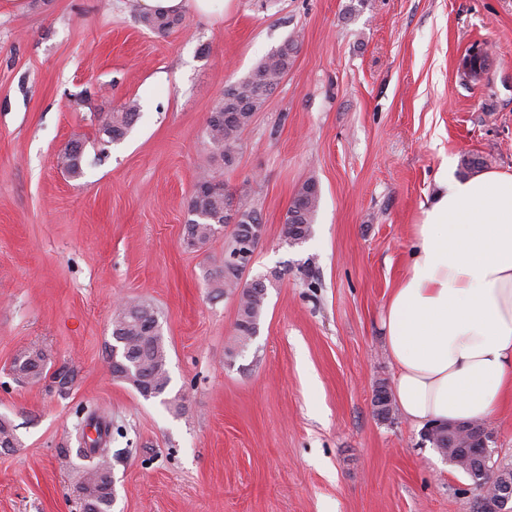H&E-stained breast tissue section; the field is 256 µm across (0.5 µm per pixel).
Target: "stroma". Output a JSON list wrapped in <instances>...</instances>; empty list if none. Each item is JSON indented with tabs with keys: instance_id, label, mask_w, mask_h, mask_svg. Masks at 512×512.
<instances>
[{
	"instance_id": "35a3bbf8",
	"label": "stroma",
	"mask_w": 512,
	"mask_h": 512,
	"mask_svg": "<svg viewBox=\"0 0 512 512\" xmlns=\"http://www.w3.org/2000/svg\"><path fill=\"white\" fill-rule=\"evenodd\" d=\"M138 0H0V512H80L74 425L111 421L114 512H477L480 492L399 411L380 314L443 158L512 172V0H229L167 35ZM292 68L212 173L264 226L248 278L267 290L238 346L235 295L208 274L224 238L183 244L225 86L288 36ZM482 48L476 82L463 60ZM139 119L98 150L95 118ZM85 145L83 173L57 156ZM315 180L311 233L285 243ZM161 317L170 384L144 399L108 368L120 304ZM45 356L16 381L22 352ZM74 372L59 389L53 376ZM180 397V407L168 405ZM320 193L315 181H305L296 191L282 227L285 241L298 243L305 240L318 208Z\"/></svg>"
}]
</instances>
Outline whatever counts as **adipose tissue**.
I'll return each instance as SVG.
<instances>
[{
    "label": "adipose tissue",
    "mask_w": 512,
    "mask_h": 512,
    "mask_svg": "<svg viewBox=\"0 0 512 512\" xmlns=\"http://www.w3.org/2000/svg\"><path fill=\"white\" fill-rule=\"evenodd\" d=\"M380 325L410 423L463 424L512 398L511 172L460 180L442 161Z\"/></svg>",
    "instance_id": "adipose-tissue-1"
}]
</instances>
